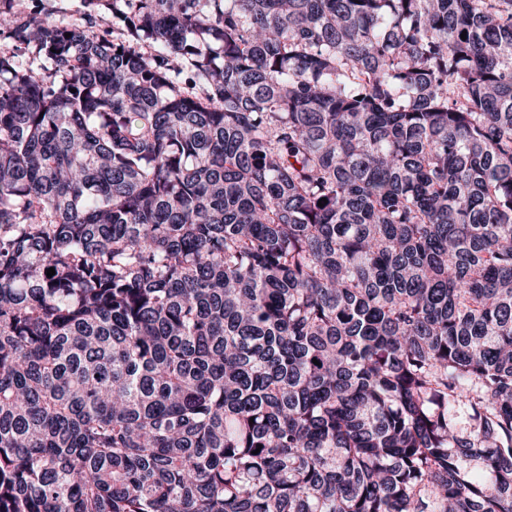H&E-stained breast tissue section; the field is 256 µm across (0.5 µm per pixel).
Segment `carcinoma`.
<instances>
[{"mask_svg": "<svg viewBox=\"0 0 512 512\" xmlns=\"http://www.w3.org/2000/svg\"><path fill=\"white\" fill-rule=\"evenodd\" d=\"M112 16L0 15V512H512V0Z\"/></svg>", "mask_w": 512, "mask_h": 512, "instance_id": "carcinoma-1", "label": "carcinoma"}]
</instances>
